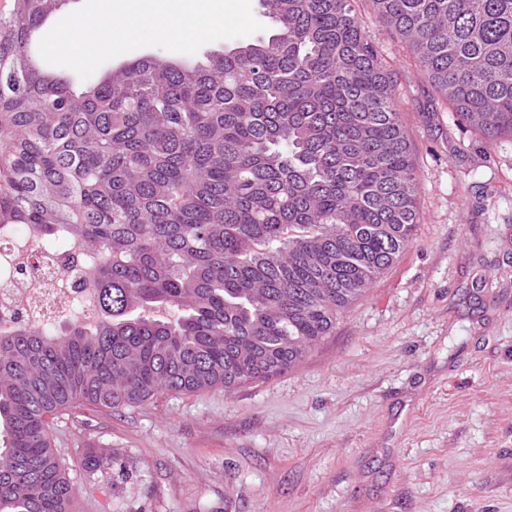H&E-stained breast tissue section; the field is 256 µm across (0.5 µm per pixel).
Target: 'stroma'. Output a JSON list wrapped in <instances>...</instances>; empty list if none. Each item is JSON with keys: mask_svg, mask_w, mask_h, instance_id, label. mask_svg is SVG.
Wrapping results in <instances>:
<instances>
[{"mask_svg": "<svg viewBox=\"0 0 512 512\" xmlns=\"http://www.w3.org/2000/svg\"><path fill=\"white\" fill-rule=\"evenodd\" d=\"M353 9L416 165L412 243L277 376L64 410L72 512H512V136L461 123L370 0Z\"/></svg>", "mask_w": 512, "mask_h": 512, "instance_id": "35a3bbf8", "label": "stroma"}]
</instances>
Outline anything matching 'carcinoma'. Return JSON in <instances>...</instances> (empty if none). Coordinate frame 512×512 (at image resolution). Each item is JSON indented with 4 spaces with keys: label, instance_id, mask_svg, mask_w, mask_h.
Masks as SVG:
<instances>
[{
    "label": "carcinoma",
    "instance_id": "1",
    "mask_svg": "<svg viewBox=\"0 0 512 512\" xmlns=\"http://www.w3.org/2000/svg\"><path fill=\"white\" fill-rule=\"evenodd\" d=\"M63 2L0 14V236L27 225L112 261L94 323L0 335V512H69L50 416L280 374L418 220L407 133L351 0H261L270 37L204 65L142 57L80 93L29 52ZM371 3L464 124L512 136V0Z\"/></svg>",
    "mask_w": 512,
    "mask_h": 512
}]
</instances>
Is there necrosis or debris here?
I'll list each match as a JSON object with an SVG mask.
<instances>
[{"instance_id": "necrosis-or-debris-1", "label": "necrosis or debris", "mask_w": 512, "mask_h": 512, "mask_svg": "<svg viewBox=\"0 0 512 512\" xmlns=\"http://www.w3.org/2000/svg\"><path fill=\"white\" fill-rule=\"evenodd\" d=\"M97 278L81 241L53 252L25 225L0 243V314L20 312L26 322L51 331L60 317L97 316Z\"/></svg>"}]
</instances>
